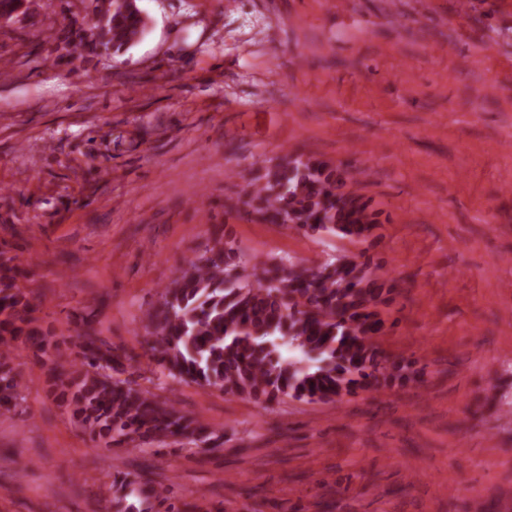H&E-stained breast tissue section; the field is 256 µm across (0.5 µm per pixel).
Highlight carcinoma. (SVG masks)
Listing matches in <instances>:
<instances>
[{
	"label": "carcinoma",
	"mask_w": 512,
	"mask_h": 512,
	"mask_svg": "<svg viewBox=\"0 0 512 512\" xmlns=\"http://www.w3.org/2000/svg\"><path fill=\"white\" fill-rule=\"evenodd\" d=\"M92 29L70 23L47 42L65 43L82 34L87 45L118 55L148 31L150 17L137 0H93ZM364 172L329 161L285 155L258 167L242 204L270 224H289L312 236L363 243L379 224V213L351 189ZM25 271L15 256L0 251V411H9L25 387L14 367L21 350L48 358L51 379L76 422L105 443L164 442L195 435L207 426L181 414L127 379L122 348L80 334L78 359L63 360L37 322L39 303L18 285ZM389 279L355 254H340L319 266L290 257L270 261L242 252L231 233L208 241L186 260L143 312L146 347L160 382L172 379L219 390L226 396L271 404L284 398L337 402L358 390L422 379L416 362L386 354L377 337L385 320ZM295 355L285 359L280 347Z\"/></svg>",
	"instance_id": "1"
}]
</instances>
